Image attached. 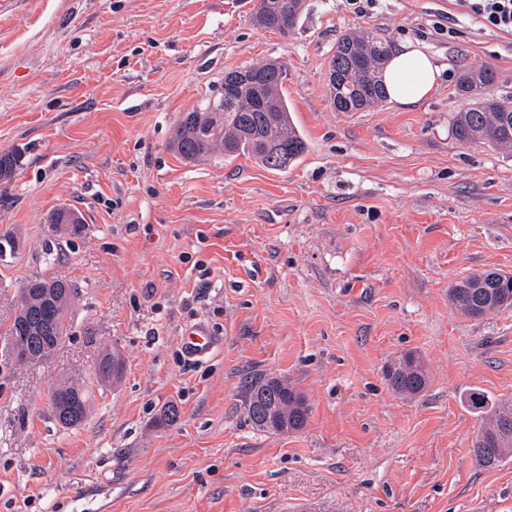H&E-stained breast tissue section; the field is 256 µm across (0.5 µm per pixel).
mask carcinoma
<instances>
[{
	"instance_id": "carcinoma-1",
	"label": "carcinoma",
	"mask_w": 512,
	"mask_h": 512,
	"mask_svg": "<svg viewBox=\"0 0 512 512\" xmlns=\"http://www.w3.org/2000/svg\"><path fill=\"white\" fill-rule=\"evenodd\" d=\"M304 0H258L252 23L261 29L275 27L287 36L297 25ZM390 58V47L374 33L347 32L336 40L329 59L328 84L332 107L338 112H362L389 99L383 73ZM252 85L242 96L221 95L182 116L175 127L170 149L183 161L205 162L224 158L232 162L247 157L266 169L280 171L298 161L307 144L288 108L285 83L288 72L277 60L244 67ZM496 80L495 72L482 67L460 72L456 90L464 105L452 116V131L457 141L481 143L494 149L512 150V99L488 93ZM50 233L68 236L82 234L84 225L71 224L56 209L44 218ZM512 296V274L498 271L473 272L450 288L448 297L464 315L479 320L506 307L500 300ZM398 361L406 369L385 374L391 391L398 395L422 394L429 384L427 370L414 367L421 358L413 352ZM266 380L250 384L247 414L260 431L271 432L257 420L258 410L273 404L288 421L305 427L310 408L306 396L286 383L275 389L264 388ZM55 391L66 398L74 413L89 400L86 385L78 381L59 384ZM467 405L479 414L483 424L471 448L474 461L491 468L504 461V449L512 448V400L489 398L481 390L471 391Z\"/></svg>"
}]
</instances>
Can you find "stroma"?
I'll use <instances>...</instances> for the list:
<instances>
[{
    "label": "stroma",
    "instance_id": "obj_1",
    "mask_svg": "<svg viewBox=\"0 0 512 512\" xmlns=\"http://www.w3.org/2000/svg\"><path fill=\"white\" fill-rule=\"evenodd\" d=\"M257 0H0V512H512V458L476 464L478 389L512 399V309L481 320L459 278L512 272V153L458 142L461 69L512 95V37L449 26L452 0H306L296 30L255 27ZM413 42L440 68L414 105L333 111L327 60L344 31ZM273 59L308 149L284 172L187 163L168 147L228 70ZM69 207L82 235L55 237ZM77 292L51 357L13 365L4 331L33 278ZM219 340L188 359L186 326ZM122 382L97 386L104 349ZM416 352L419 397L384 369ZM307 397L304 429L253 427L251 380ZM77 378L90 411L49 410ZM44 223L48 224L50 233L63 232L68 236L81 235L85 225L71 224L67 218L62 214L60 208L49 212L44 218ZM54 229V230H53ZM64 398H66L67 406L70 414L65 409V402L59 399L52 398L49 401V408L54 419L62 426H69L72 423H80L87 416V406L84 405V412H77L80 408L81 401H89L86 385L83 382L78 381H66L59 384L55 389Z\"/></svg>",
    "mask_w": 512,
    "mask_h": 512
}]
</instances>
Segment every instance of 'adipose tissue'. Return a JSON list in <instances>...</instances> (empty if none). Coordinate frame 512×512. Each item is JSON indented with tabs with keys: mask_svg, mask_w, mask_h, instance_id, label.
Instances as JSON below:
<instances>
[{
	"mask_svg": "<svg viewBox=\"0 0 512 512\" xmlns=\"http://www.w3.org/2000/svg\"><path fill=\"white\" fill-rule=\"evenodd\" d=\"M439 74L430 55L413 44L403 43L392 52L384 80L390 97L407 105L428 97L438 83Z\"/></svg>",
	"mask_w": 512,
	"mask_h": 512,
	"instance_id": "1",
	"label": "adipose tissue"
}]
</instances>
